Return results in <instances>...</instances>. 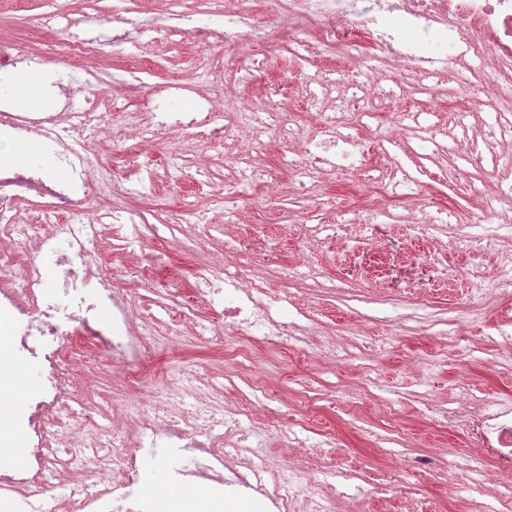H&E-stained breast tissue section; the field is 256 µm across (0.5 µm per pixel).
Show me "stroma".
Wrapping results in <instances>:
<instances>
[{
	"label": "stroma",
	"mask_w": 512,
	"mask_h": 512,
	"mask_svg": "<svg viewBox=\"0 0 512 512\" xmlns=\"http://www.w3.org/2000/svg\"><path fill=\"white\" fill-rule=\"evenodd\" d=\"M113 0H0V40L31 51L95 34L99 53L81 61L93 72L83 98L105 101L103 130L89 147V163L112 181V201L138 203L149 225L133 250L116 257L111 276L137 306L151 308L160 333L177 334L147 362L142 395L194 379L209 384L234 412L255 387L267 397L242 415L227 447L261 437L270 463L295 471L337 512H512V478L491 463L473 470L476 449L449 431V409L478 410L512 403V285L502 268L512 253V201L486 210L480 195L457 189L487 187L512 176V141H496V110L512 109V60L499 64L487 89L489 110L475 112L466 86L480 61L459 64L450 47L433 41L444 64L431 89L409 86L386 54L361 45H336L313 34V56L275 0H239L266 25L264 42L242 50L232 41L210 46L170 35L168 0H130L124 28L149 24L156 40L143 44L152 81L173 82L223 100L210 84L204 58L223 55L245 103L264 72L287 76L294 91L273 107L271 127L254 137L240 125L233 137L199 150L180 147L183 134L161 142L125 131L143 90L114 85L128 46L113 47ZM63 17L49 30L42 14ZM328 70L357 76L362 89L341 119L362 136L368 169L386 164L383 143L400 137L404 165L422 170L424 187L384 190L366 172L326 168L304 179L280 164L289 149L298 168L309 162L302 144L320 123L302 91ZM248 158L263 181L224 178ZM161 262L177 271L168 288L141 279L142 267ZM217 264L246 270L250 281L278 297L285 336L253 343L225 329L221 343L196 340L199 321H223L221 310L199 302L181 307L176 290H191L197 270ZM9 324L0 325V419L11 418L34 387L10 357ZM87 403L105 415L120 411L123 373L102 361Z\"/></svg>",
	"instance_id": "stroma-1"
}]
</instances>
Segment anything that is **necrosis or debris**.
<instances>
[{
  "mask_svg": "<svg viewBox=\"0 0 512 512\" xmlns=\"http://www.w3.org/2000/svg\"><path fill=\"white\" fill-rule=\"evenodd\" d=\"M282 6L294 28L326 23L337 40L377 47L419 80L427 75L421 47L432 38L464 41L466 55L489 67L512 59V0H282ZM190 32L204 44L217 33L244 44L263 37L259 24L230 9L208 13ZM85 82L66 67L56 73L58 111L68 114L64 126L57 112H28L15 98H0V142L42 140L69 172L68 180L59 182L37 167L0 163V240L22 241L31 251L18 257L0 250L5 272L0 317L19 338L14 359L37 358L46 371L40 391L22 411L31 430L28 463L0 475V512H162L160 502L136 486L139 450L161 458L176 485L203 483L217 498L257 495L267 500L268 512H292L298 496L305 498L306 512H331L312 486L298 484L271 464L255 463L248 449L227 450L224 436L236 427L212 398L189 404L185 390L165 387L155 392L148 409L139 400H124L118 435L93 412L77 411L76 366L107 356L134 388L162 343L147 327L148 314L136 312L131 296L87 248L95 227L80 221L84 203L91 197L108 199L112 182L96 176L87 162L103 116L97 102L76 106L74 95ZM179 95L175 84L149 86L140 101L138 137L153 141L185 130L189 145L199 149L231 135L230 115L213 99L196 100L185 111ZM357 148L330 117L308 140L306 152L332 167L354 164ZM23 205L37 208L38 223H15ZM224 285L232 290L224 314L240 335L251 340L285 335L271 307L258 305L259 285L242 274ZM448 422L466 433L471 447L483 450L496 472L512 475L511 404L499 402L482 411L462 406L449 411Z\"/></svg>",
  "mask_w": 512,
  "mask_h": 512,
  "instance_id": "4bbe7bcc",
  "label": "necrosis or debris"
}]
</instances>
